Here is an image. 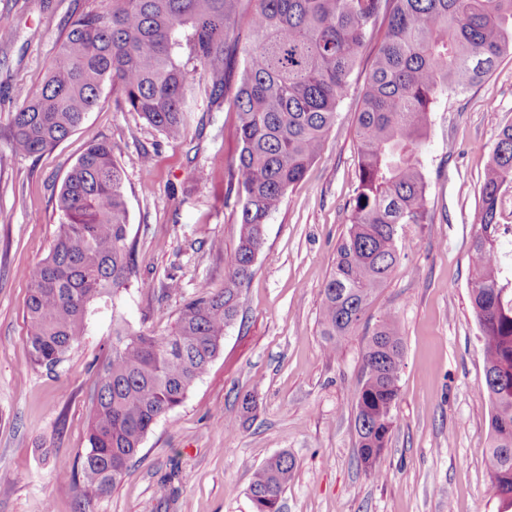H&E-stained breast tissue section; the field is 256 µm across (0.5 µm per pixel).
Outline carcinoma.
Wrapping results in <instances>:
<instances>
[{
    "label": "carcinoma",
    "mask_w": 512,
    "mask_h": 512,
    "mask_svg": "<svg viewBox=\"0 0 512 512\" xmlns=\"http://www.w3.org/2000/svg\"><path fill=\"white\" fill-rule=\"evenodd\" d=\"M104 0L74 18L40 87L24 94L10 136L14 152L40 155L65 140L105 89L165 137L186 127L193 76L238 116L230 188L241 202L239 238L224 288L182 302L166 334L135 331L117 311L133 273L124 171L112 144L91 145L56 199L61 215L49 255L31 272L26 342L48 370L86 335L90 309L112 308V333L94 379L89 448L62 476H80L87 501L121 482L162 418L181 406L219 353L238 315L265 225L319 157L362 50L376 45L357 111V185L351 218L322 291L320 336L327 350L358 329L371 298L399 261L398 226L426 220L421 150L435 102L488 77L512 56V0ZM251 46L237 64L239 20ZM512 187V122L485 171L471 250V304L481 331L484 390L491 403L488 476L512 507V289L500 283L495 236ZM356 388L357 458L372 476L396 418L404 340L392 317L362 349ZM296 468L286 451L250 478L255 512H282Z\"/></svg>",
    "instance_id": "cac0c4a2"
}]
</instances>
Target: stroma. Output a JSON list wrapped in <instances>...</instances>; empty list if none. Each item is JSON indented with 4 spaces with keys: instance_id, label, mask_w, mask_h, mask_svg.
<instances>
[{
    "instance_id": "1",
    "label": "stroma",
    "mask_w": 512,
    "mask_h": 512,
    "mask_svg": "<svg viewBox=\"0 0 512 512\" xmlns=\"http://www.w3.org/2000/svg\"><path fill=\"white\" fill-rule=\"evenodd\" d=\"M99 0H0V512H253V470L286 451L297 470L283 512H498L486 457L491 405L470 301L479 188L500 129L512 122V57L435 105L422 149L428 219L398 231L400 260L356 335L327 352L320 291L349 220L358 168L355 108L365 48L320 156L265 229L239 315L184 403L157 422L112 492L86 502L57 469L84 455L93 378L112 329L99 309L55 370L32 363L24 305L30 273L53 246L55 200L72 165L106 140L124 170L135 244L120 294L133 330L164 333L183 299L219 291L237 244L241 204L228 188L237 116L190 86L182 141L172 142L104 93L81 126L37 156L16 154L21 91L47 73L68 22ZM149 163H142V156ZM177 282L180 296L160 290ZM396 318L405 344L393 431L379 466L356 457L355 387L366 336ZM255 409L240 416L245 394Z\"/></svg>"
}]
</instances>
